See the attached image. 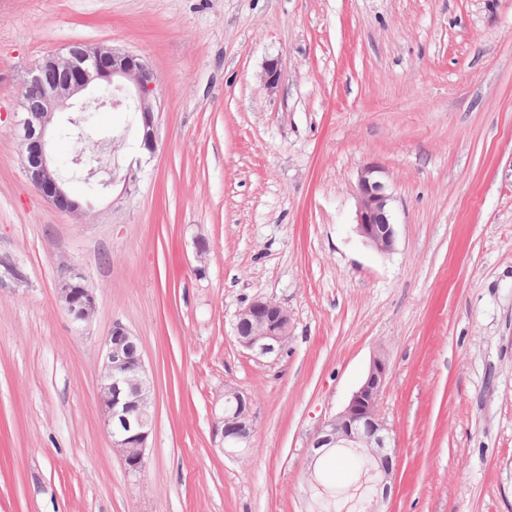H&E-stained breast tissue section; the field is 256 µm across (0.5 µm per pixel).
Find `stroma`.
Wrapping results in <instances>:
<instances>
[{
    "instance_id": "obj_1",
    "label": "stroma",
    "mask_w": 512,
    "mask_h": 512,
    "mask_svg": "<svg viewBox=\"0 0 512 512\" xmlns=\"http://www.w3.org/2000/svg\"><path fill=\"white\" fill-rule=\"evenodd\" d=\"M77 42L158 76L155 153L132 109L56 114L78 216L30 185L15 135L26 73ZM368 163L393 196L385 255L354 231ZM66 263L96 297L82 331ZM257 296L292 317L281 356L234 335ZM117 322L154 392L137 476L97 405ZM379 350L387 512H512V0H0V512H311L310 441ZM228 384L246 449L214 434ZM227 395H231L237 402V408L233 415L222 416L217 418L214 423V430L216 433L220 431L221 442L225 448L234 447L235 444L226 441H234L236 444H248L252 433L253 424L250 418V403L251 400L239 390L234 387H227ZM227 445V447H226Z\"/></svg>"
}]
</instances>
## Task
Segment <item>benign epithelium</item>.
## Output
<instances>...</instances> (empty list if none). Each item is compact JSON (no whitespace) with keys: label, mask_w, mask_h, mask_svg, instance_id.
I'll return each mask as SVG.
<instances>
[{"label":"benign epithelium","mask_w":512,"mask_h":512,"mask_svg":"<svg viewBox=\"0 0 512 512\" xmlns=\"http://www.w3.org/2000/svg\"><path fill=\"white\" fill-rule=\"evenodd\" d=\"M56 70L63 78L42 88V101L32 108L26 89L39 85L45 71ZM279 60H268L263 81L271 91L278 87ZM115 83L132 86L142 129L141 148L156 149L153 100L158 80L152 68L137 54L73 43L63 52L47 55L29 73L23 84L18 107L22 118L17 134L22 148V162L33 188L47 202L63 210L77 211L79 205L70 200L62 188L57 170L51 165L48 131L53 116L68 106L78 94L92 88ZM376 165L364 166L358 177L356 232L363 241L381 253L393 250L396 231L391 222V195L379 177ZM57 299L71 321L80 327L96 313V300L84 275L68 268L57 286ZM252 319L256 328L248 334L235 329L238 342L259 356H270L285 348L291 334L292 318L288 309L269 298H256L237 313V322ZM135 336L121 323L113 325L102 346V368L98 406L103 428L112 438V448L121 457L128 472L137 474L144 468L147 442L153 431L151 387L141 355L135 354ZM387 361L381 354L372 360L368 373L353 393L348 404L337 415L325 421L317 431L310 452L311 489L322 490L315 477L316 461L334 448L352 447L375 460L381 472L377 495L371 512H381L387 500L393 477L392 454L388 429L379 414V400L386 382ZM237 408L233 415L222 416L214 423L221 442H249L253 433L249 397L234 387H227Z\"/></svg>","instance_id":"obj_1"}]
</instances>
